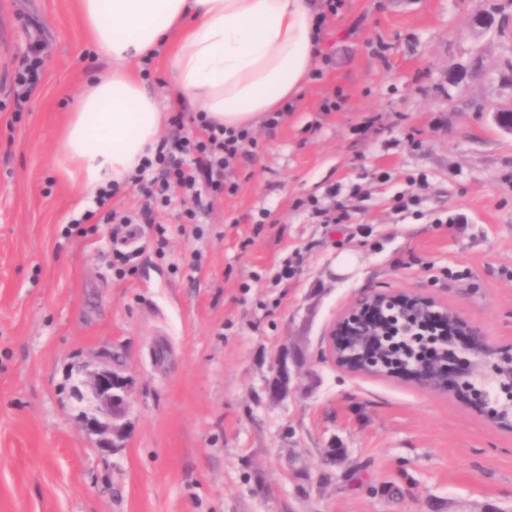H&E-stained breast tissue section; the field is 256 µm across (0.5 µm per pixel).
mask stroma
Listing matches in <instances>:
<instances>
[{
	"label": "stroma",
	"mask_w": 512,
	"mask_h": 512,
	"mask_svg": "<svg viewBox=\"0 0 512 512\" xmlns=\"http://www.w3.org/2000/svg\"><path fill=\"white\" fill-rule=\"evenodd\" d=\"M313 69L277 127H254L235 195L198 224L173 203L165 246L138 224L127 248L79 223L94 200L53 163L108 61L74 0H0V512H512V433L456 394L338 368L327 336L389 290L512 345V135L483 110L512 101V6L340 0ZM339 202L349 223L314 218ZM285 347L303 367L276 399ZM106 365L133 390L116 448L71 392ZM39 62V58L31 60L29 56H26L18 66L13 85L14 97L17 103L29 97L35 85L33 81L34 68Z\"/></svg>",
	"instance_id": "obj_1"
}]
</instances>
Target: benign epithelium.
I'll list each match as a JSON object with an SVG mask.
<instances>
[{"mask_svg": "<svg viewBox=\"0 0 512 512\" xmlns=\"http://www.w3.org/2000/svg\"><path fill=\"white\" fill-rule=\"evenodd\" d=\"M495 124L512 134V106L487 109ZM376 312L366 318L364 311ZM397 323L398 335L413 336L423 324H435L453 332L463 331L470 336L466 344H453L440 339L442 354L452 353L459 367L461 395L486 410L489 422L497 428L512 429V378L503 375L512 367V346L490 344L482 331L470 325L448 304L426 295L392 293L385 290L364 292L343 311L330 326L329 355L335 365L354 374L392 376L397 374L386 366L382 357L384 347L377 337L385 335L391 323ZM274 381L280 395L290 381L288 350H283L274 362ZM411 380L433 393L448 392L441 362L413 367ZM88 389L95 407L81 414L85 429L101 436L100 447L114 445L124 436L123 420L132 406L130 381L105 366L87 379L72 386L78 397L81 388Z\"/></svg>", "mask_w": 512, "mask_h": 512, "instance_id": "obj_1", "label": "benign epithelium"}]
</instances>
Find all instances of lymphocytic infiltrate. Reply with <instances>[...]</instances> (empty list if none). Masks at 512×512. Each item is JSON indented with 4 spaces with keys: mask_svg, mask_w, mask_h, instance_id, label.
Instances as JSON below:
<instances>
[{
    "mask_svg": "<svg viewBox=\"0 0 512 512\" xmlns=\"http://www.w3.org/2000/svg\"><path fill=\"white\" fill-rule=\"evenodd\" d=\"M196 134L179 137L175 150L157 146L153 157L145 159L131 176L142 197L139 215L142 223L156 221L155 213L169 207L177 194L198 199L202 194L233 195L236 182L226 177L227 170L239 159L249 156L257 140L246 128L227 129L197 113Z\"/></svg>",
    "mask_w": 512,
    "mask_h": 512,
    "instance_id": "obj_1",
    "label": "lymphocytic infiltrate"
}]
</instances>
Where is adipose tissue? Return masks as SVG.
Wrapping results in <instances>:
<instances>
[{
  "mask_svg": "<svg viewBox=\"0 0 512 512\" xmlns=\"http://www.w3.org/2000/svg\"><path fill=\"white\" fill-rule=\"evenodd\" d=\"M91 45L111 63L89 80L67 122L57 163L93 191L121 182L161 139L155 95L136 73L174 39L181 100L227 128L252 127L298 94L318 49L311 0H77Z\"/></svg>",
  "mask_w": 512,
  "mask_h": 512,
  "instance_id": "adipose-tissue-1",
  "label": "adipose tissue"
}]
</instances>
